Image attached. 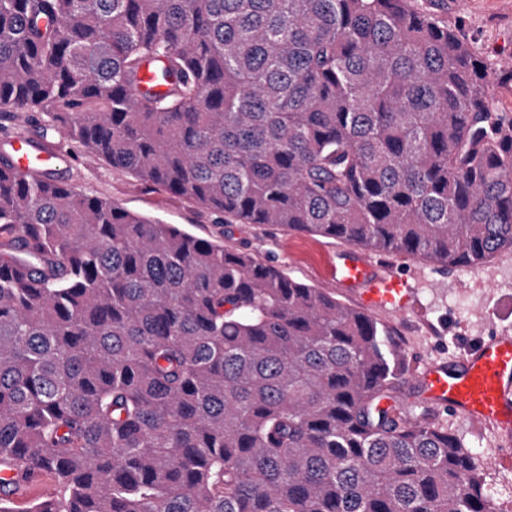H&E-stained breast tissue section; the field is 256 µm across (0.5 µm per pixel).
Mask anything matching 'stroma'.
<instances>
[{
  "label": "stroma",
  "mask_w": 512,
  "mask_h": 512,
  "mask_svg": "<svg viewBox=\"0 0 512 512\" xmlns=\"http://www.w3.org/2000/svg\"><path fill=\"white\" fill-rule=\"evenodd\" d=\"M456 26L476 54L489 65L512 61V0H411ZM63 180L83 193L108 198L128 211L174 224L196 236L230 248L249 249L259 260L276 265L289 277L325 287V273L336 261L341 242L295 233L276 226L221 224L210 211L139 178L112 168L88 153H72ZM387 268L406 274L411 293L399 314L378 313L401 348L408 371L391 402L430 407L417 377L426 365L455 366L467 348L494 330H512V252H503L475 269L446 267L398 255H383ZM440 421L484 465L489 494L497 512H512V466L498 462L503 439L489 426L463 415L440 411Z\"/></svg>",
  "instance_id": "35a3bbf8"
}]
</instances>
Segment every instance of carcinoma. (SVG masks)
<instances>
[{
	"label": "carcinoma",
	"mask_w": 512,
	"mask_h": 512,
	"mask_svg": "<svg viewBox=\"0 0 512 512\" xmlns=\"http://www.w3.org/2000/svg\"><path fill=\"white\" fill-rule=\"evenodd\" d=\"M511 83L410 0H0L1 113L225 224L445 266L512 251ZM3 224L0 512H495L335 295L0 162Z\"/></svg>",
	"instance_id": "carcinoma-1"
}]
</instances>
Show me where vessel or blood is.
Wrapping results in <instances>:
<instances>
[{
  "label": "vessel or blood",
  "instance_id": "b4317fda",
  "mask_svg": "<svg viewBox=\"0 0 512 512\" xmlns=\"http://www.w3.org/2000/svg\"><path fill=\"white\" fill-rule=\"evenodd\" d=\"M6 159L23 174L55 175L66 163L56 146L28 133L9 138ZM328 278L374 312L402 311L410 294L405 275L378 272L349 250L330 267ZM419 381L437 404L475 423L495 426L504 435L512 434V332L504 330L482 339L462 357L458 370L428 366Z\"/></svg>",
  "mask_w": 512,
  "mask_h": 512
}]
</instances>
